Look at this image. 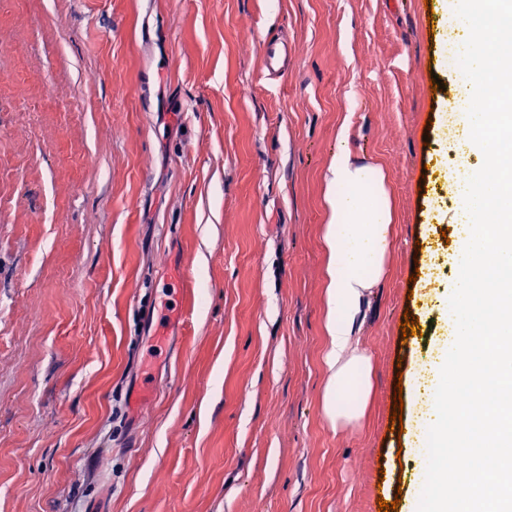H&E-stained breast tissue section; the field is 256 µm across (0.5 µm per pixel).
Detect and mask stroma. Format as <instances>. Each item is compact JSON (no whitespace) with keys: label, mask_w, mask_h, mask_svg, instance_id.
<instances>
[{"label":"stroma","mask_w":512,"mask_h":512,"mask_svg":"<svg viewBox=\"0 0 512 512\" xmlns=\"http://www.w3.org/2000/svg\"><path fill=\"white\" fill-rule=\"evenodd\" d=\"M428 26L425 0H0V512H371L416 477L384 423L456 275L411 261L458 243L432 219L457 78ZM346 119L396 222L356 322L368 413L336 432L322 230ZM291 47L285 40L266 39L262 47V69L266 75H275L279 78L288 74V58Z\"/></svg>","instance_id":"stroma-1"}]
</instances>
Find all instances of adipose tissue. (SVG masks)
<instances>
[{
  "instance_id": "1",
  "label": "adipose tissue",
  "mask_w": 512,
  "mask_h": 512,
  "mask_svg": "<svg viewBox=\"0 0 512 512\" xmlns=\"http://www.w3.org/2000/svg\"><path fill=\"white\" fill-rule=\"evenodd\" d=\"M351 137L350 122H342L327 170L328 222L322 235L329 372L323 412L339 430L363 417L371 395V360L355 344L354 331L364 301L386 274L395 222L384 168L353 152Z\"/></svg>"
}]
</instances>
